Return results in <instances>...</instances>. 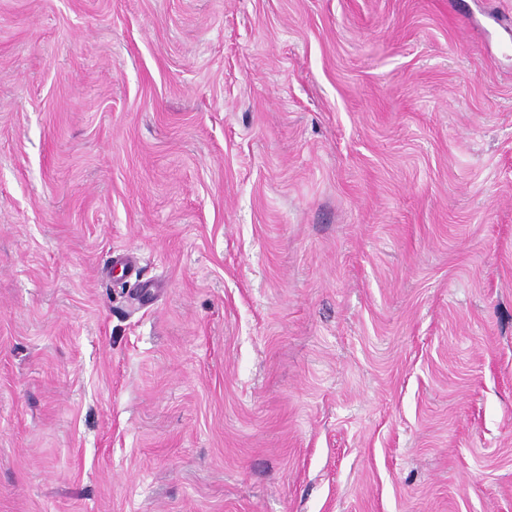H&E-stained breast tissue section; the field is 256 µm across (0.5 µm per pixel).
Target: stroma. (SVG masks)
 <instances>
[{
  "label": "stroma",
  "mask_w": 512,
  "mask_h": 512,
  "mask_svg": "<svg viewBox=\"0 0 512 512\" xmlns=\"http://www.w3.org/2000/svg\"><path fill=\"white\" fill-rule=\"evenodd\" d=\"M0 512H512V0H0Z\"/></svg>",
  "instance_id": "stroma-1"
}]
</instances>
